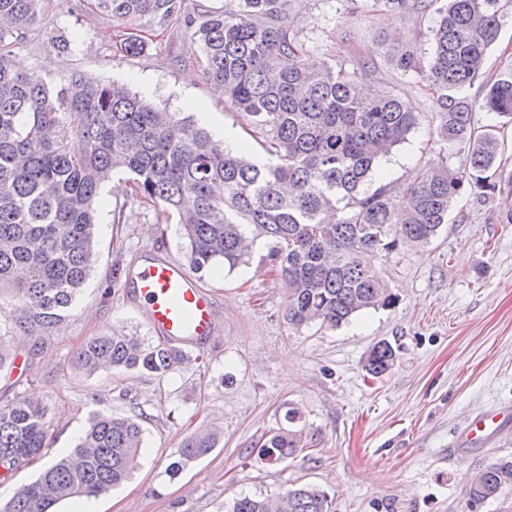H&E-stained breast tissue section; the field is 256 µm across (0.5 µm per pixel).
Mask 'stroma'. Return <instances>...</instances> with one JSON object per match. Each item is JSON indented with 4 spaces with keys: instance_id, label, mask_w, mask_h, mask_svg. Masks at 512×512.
Wrapping results in <instances>:
<instances>
[{
    "instance_id": "obj_1",
    "label": "stroma",
    "mask_w": 512,
    "mask_h": 512,
    "mask_svg": "<svg viewBox=\"0 0 512 512\" xmlns=\"http://www.w3.org/2000/svg\"><path fill=\"white\" fill-rule=\"evenodd\" d=\"M499 36L465 94L481 99L487 83L512 73V0H496ZM46 27L15 48L25 71L59 84L75 73L117 82L166 112L209 115L208 130L235 135L233 151L262 157L248 119L192 65L176 66L194 50L182 29H159L139 16L114 21L91 10L68 12L45 0ZM294 31L314 60L374 58L376 75L364 87L392 93L421 114L417 129L377 163L372 185L400 194L414 172L439 157L467 167L465 146L445 147L436 133L433 95L415 75L398 74L381 52L392 30L419 53L431 50L426 24L395 21L375 0H295ZM68 39L55 51L49 35ZM148 39L144 53L123 52L124 39ZM504 143L495 190L472 188L455 200L430 244L399 246L376 262L395 305L368 309L336 329L288 330L286 288L262 263L203 273L202 288L216 305L217 334L195 362L157 378L114 368L93 374L75 353L92 336L153 334L122 289H106L113 264L125 266L157 252L184 258L174 215L136 200L125 176L101 192L93 272L74 309L48 333L24 332L12 319L17 300L0 293V336L24 359L22 373H0V405L29 398L44 407L51 446L0 482V501L35 480L52 458L70 451L98 412L140 423V463L120 486L98 497V512H230L236 498L263 497L310 484L325 490L332 512H512V488L480 503L466 492L470 479L512 458V122L476 113ZM386 340L398 348L392 369L368 377L369 350ZM298 412L304 446L285 462L260 459L258 447ZM500 415V428L473 440L474 418ZM219 433L216 448L177 476L168 469L194 431Z\"/></svg>"
}]
</instances>
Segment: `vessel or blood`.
Returning a JSON list of instances; mask_svg holds the SVG:
<instances>
[{
    "instance_id": "obj_1",
    "label": "vessel or blood",
    "mask_w": 512,
    "mask_h": 512,
    "mask_svg": "<svg viewBox=\"0 0 512 512\" xmlns=\"http://www.w3.org/2000/svg\"><path fill=\"white\" fill-rule=\"evenodd\" d=\"M128 285L144 318L164 342L198 343L213 335L214 300L182 263L160 256L146 258L131 270Z\"/></svg>"
}]
</instances>
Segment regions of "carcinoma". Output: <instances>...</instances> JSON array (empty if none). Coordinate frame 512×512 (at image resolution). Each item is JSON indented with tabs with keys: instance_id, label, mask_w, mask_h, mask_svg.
<instances>
[{
	"instance_id": "1",
	"label": "carcinoma",
	"mask_w": 512,
	"mask_h": 512,
	"mask_svg": "<svg viewBox=\"0 0 512 512\" xmlns=\"http://www.w3.org/2000/svg\"><path fill=\"white\" fill-rule=\"evenodd\" d=\"M383 0L390 17L425 19L431 52L401 45L396 71L421 77L434 92L438 136L468 145L469 166L439 159L419 170L404 194L366 183L377 162L419 124L411 104L388 94L364 96L361 81L377 71L369 59L348 65L332 55L308 58L293 32V0H229L222 11L185 0H92L114 20L150 16L175 25L197 46L204 77L249 118L265 158L234 153L194 120L162 112L124 85L85 82L73 74L59 86L17 70L13 48L41 27L44 0H0V291L18 301L15 323L49 331L73 309L96 254L100 190L112 175L131 176L134 196L180 225L192 272L247 263L261 242L287 290L288 328L318 322L334 329L396 297L377 271L382 253L399 242L427 245L448 223L453 200L467 188L495 189L487 173L500 168L493 130L475 128V112L512 118V75L490 84L476 103L458 95L483 70L499 35L492 0ZM82 143L79 152L71 142ZM188 359L163 343L95 336L77 351V366L95 373L124 368L163 376ZM396 349L377 342L365 370L379 378ZM274 430L263 459L279 463L302 447L294 429ZM143 430L129 417L93 416L79 444L55 458L34 481L0 503V512H51L74 496H98L122 483L140 453ZM46 413L28 400L0 406V471L7 475L50 445ZM196 431L182 442L177 474L217 446ZM512 487V460L502 459L469 484L474 502ZM324 490L303 485L282 494L235 500L232 512H330Z\"/></svg>"
}]
</instances>
